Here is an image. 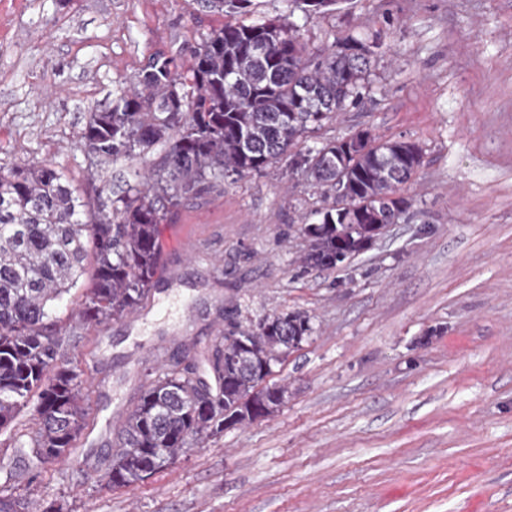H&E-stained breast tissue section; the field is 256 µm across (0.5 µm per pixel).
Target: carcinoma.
Returning <instances> with one entry per match:
<instances>
[{"label": "carcinoma", "mask_w": 512, "mask_h": 512, "mask_svg": "<svg viewBox=\"0 0 512 512\" xmlns=\"http://www.w3.org/2000/svg\"><path fill=\"white\" fill-rule=\"evenodd\" d=\"M250 2L199 0L228 21L190 47L186 61L153 58L112 108L90 113L80 141L100 166L164 146L148 188L127 182L113 197L92 198L50 162L0 166V435L28 445L31 468L69 452L88 408L87 380L46 324L54 302L80 282L90 288L80 322L106 324L136 310L158 273L159 225L183 199L286 158L290 173L321 190L318 221L300 231L309 240L304 264L326 269L369 247L411 207L404 188L422 163L416 142L362 130L291 152L308 130L360 102L374 44L350 38L311 50L293 23L237 21ZM288 4L308 16L336 0ZM311 332L301 313L268 314L230 331L213 387L165 369L127 413L104 485L144 483L223 434L226 421H253V405L274 413L280 387L260 384ZM24 408L36 425L25 442L10 434Z\"/></svg>", "instance_id": "carcinoma-1"}]
</instances>
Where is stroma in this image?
Here are the masks:
<instances>
[{
  "mask_svg": "<svg viewBox=\"0 0 512 512\" xmlns=\"http://www.w3.org/2000/svg\"><path fill=\"white\" fill-rule=\"evenodd\" d=\"M288 19L309 47L377 40L364 97L301 147L367 130L419 142L413 205L334 269L304 266L320 191L287 164L182 200L161 224L162 266L139 307L190 291L158 358L131 354L122 318L79 323L87 288L48 323L89 377L75 448L30 477L0 445V491L27 512H512V0H340L322 14L252 0L247 23ZM220 16L197 0H0V165L50 160L88 188L79 133L150 56H187ZM308 315L312 335L266 385L273 414L225 429L130 489L99 479L121 423L162 360L210 357L230 325Z\"/></svg>",
  "mask_w": 512,
  "mask_h": 512,
  "instance_id": "1",
  "label": "stroma"
}]
</instances>
